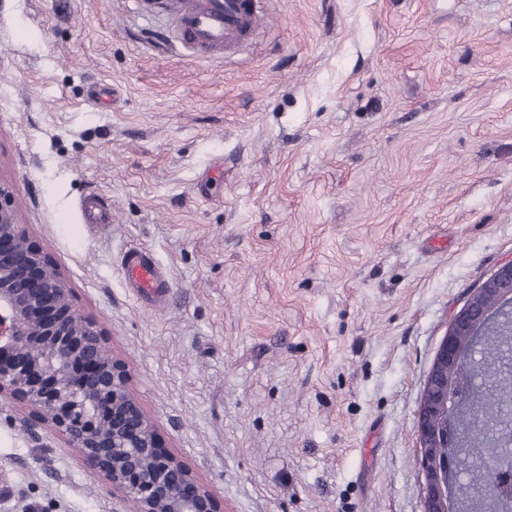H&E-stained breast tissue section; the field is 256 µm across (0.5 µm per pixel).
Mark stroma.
<instances>
[{
	"instance_id": "obj_1",
	"label": "stroma",
	"mask_w": 512,
	"mask_h": 512,
	"mask_svg": "<svg viewBox=\"0 0 512 512\" xmlns=\"http://www.w3.org/2000/svg\"><path fill=\"white\" fill-rule=\"evenodd\" d=\"M263 10L199 59L132 0H0V179L224 512H422L431 364L512 259V0ZM129 510L0 401V512ZM86 224H108L112 221V209L98 195L85 198L80 204ZM123 267L128 280L143 294L153 295L169 288L151 254L133 250L125 253Z\"/></svg>"
}]
</instances>
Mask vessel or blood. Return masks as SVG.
Masks as SVG:
<instances>
[{
	"instance_id": "obj_1",
	"label": "vessel or blood",
	"mask_w": 512,
	"mask_h": 512,
	"mask_svg": "<svg viewBox=\"0 0 512 512\" xmlns=\"http://www.w3.org/2000/svg\"><path fill=\"white\" fill-rule=\"evenodd\" d=\"M158 2L173 19L178 39L200 58L235 53L265 20L261 0H142L147 8ZM80 207L86 223L112 221V210L101 196L85 198ZM123 267L128 280L143 294L153 295L168 286L157 262L147 252L125 253Z\"/></svg>"
}]
</instances>
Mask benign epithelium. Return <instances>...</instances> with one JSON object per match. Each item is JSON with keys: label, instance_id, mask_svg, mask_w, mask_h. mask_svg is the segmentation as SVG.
<instances>
[{"label": "benign epithelium", "instance_id": "obj_1", "mask_svg": "<svg viewBox=\"0 0 512 512\" xmlns=\"http://www.w3.org/2000/svg\"><path fill=\"white\" fill-rule=\"evenodd\" d=\"M512 304V260L502 264L453 316L424 388L417 420L423 512H446L448 489L462 454L482 460L507 439H439L431 417L453 415L474 385L460 337L496 318L488 301ZM22 401L28 416L61 435L83 462L134 512H223L221 501L194 472L160 449L155 425L130 389V376L97 322L74 308L59 267L19 223L12 186L0 180V398ZM448 445V466L431 449ZM496 512L512 509V462L493 464L483 490Z\"/></svg>", "mask_w": 512, "mask_h": 512}]
</instances>
